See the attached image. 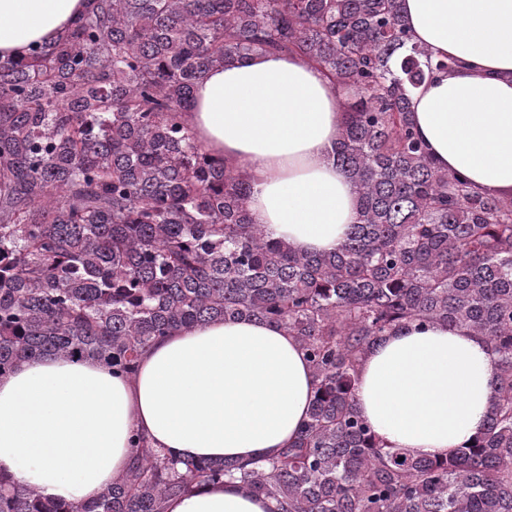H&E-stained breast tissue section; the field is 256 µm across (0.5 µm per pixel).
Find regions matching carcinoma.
I'll return each mask as SVG.
<instances>
[{
  "label": "carcinoma",
  "mask_w": 512,
  "mask_h": 512,
  "mask_svg": "<svg viewBox=\"0 0 512 512\" xmlns=\"http://www.w3.org/2000/svg\"><path fill=\"white\" fill-rule=\"evenodd\" d=\"M263 51L347 92L332 155L357 217L333 252L256 223L249 179L185 123L207 70ZM457 65L412 42L400 0H90L55 41L0 58V377L44 355L130 377L157 339L243 318L284 327L316 377L271 459L138 441L90 501L0 476V512H166L226 477L278 512H512V198L438 168L411 115V91ZM412 322L496 354L485 423L446 460L384 447L356 405L363 357Z\"/></svg>",
  "instance_id": "cac0c4a2"
}]
</instances>
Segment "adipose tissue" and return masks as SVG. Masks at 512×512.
Segmentation results:
<instances>
[{
	"mask_svg": "<svg viewBox=\"0 0 512 512\" xmlns=\"http://www.w3.org/2000/svg\"><path fill=\"white\" fill-rule=\"evenodd\" d=\"M414 42L451 56L411 96L413 126L437 167L493 196L512 194V0H402ZM86 0H0V56L48 43ZM344 92L296 54L258 52L208 70L188 114L196 140L253 184L248 208L273 237L305 252L343 241L356 193L331 151ZM495 355L467 328L410 325L375 344L356 389L386 447L441 459L480 429ZM315 376L280 326L219 320L166 336L133 379L106 365L45 357L0 378V475L68 502L125 474L131 440L186 460L240 463L278 454L308 418ZM237 481L205 484L167 512H274Z\"/></svg>",
	"mask_w": 512,
	"mask_h": 512,
	"instance_id": "adipose-tissue-1",
	"label": "adipose tissue"
}]
</instances>
